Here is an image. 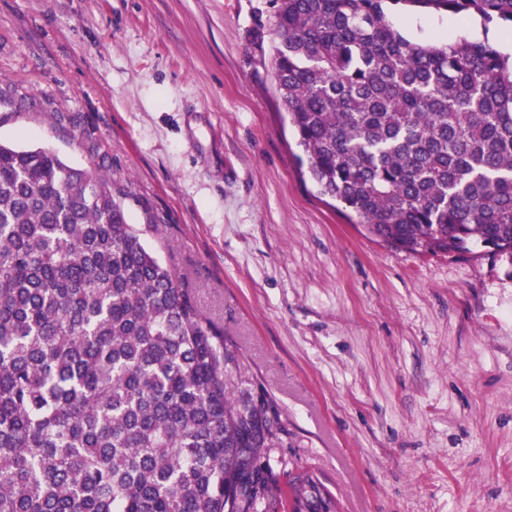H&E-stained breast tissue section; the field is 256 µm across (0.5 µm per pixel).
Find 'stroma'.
<instances>
[{
    "instance_id": "1",
    "label": "stroma",
    "mask_w": 512,
    "mask_h": 512,
    "mask_svg": "<svg viewBox=\"0 0 512 512\" xmlns=\"http://www.w3.org/2000/svg\"><path fill=\"white\" fill-rule=\"evenodd\" d=\"M413 42L501 28L394 10ZM269 0H0V142L108 175L339 512H512V262L366 237L297 158Z\"/></svg>"
}]
</instances>
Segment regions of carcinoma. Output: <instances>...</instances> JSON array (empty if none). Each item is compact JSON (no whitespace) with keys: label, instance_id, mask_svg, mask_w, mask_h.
<instances>
[{"label":"carcinoma","instance_id":"carcinoma-1","mask_svg":"<svg viewBox=\"0 0 512 512\" xmlns=\"http://www.w3.org/2000/svg\"><path fill=\"white\" fill-rule=\"evenodd\" d=\"M512 30V0H271L273 77L319 194L408 253L512 257V53L402 36L390 7ZM112 183L0 143V512H336Z\"/></svg>","mask_w":512,"mask_h":512}]
</instances>
